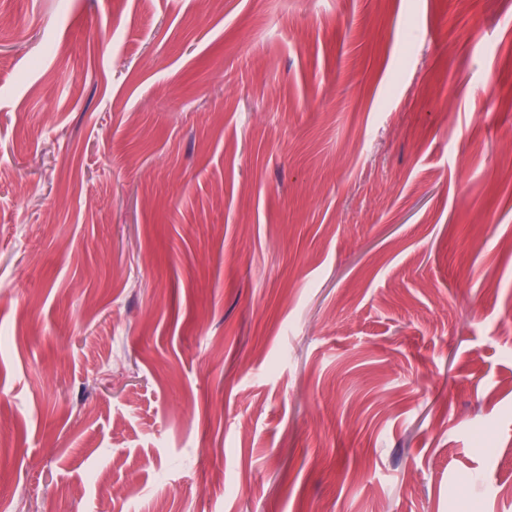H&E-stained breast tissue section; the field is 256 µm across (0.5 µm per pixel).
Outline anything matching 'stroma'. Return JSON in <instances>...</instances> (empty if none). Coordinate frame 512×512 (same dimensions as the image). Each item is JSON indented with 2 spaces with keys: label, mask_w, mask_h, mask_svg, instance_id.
Wrapping results in <instances>:
<instances>
[{
  "label": "stroma",
  "mask_w": 512,
  "mask_h": 512,
  "mask_svg": "<svg viewBox=\"0 0 512 512\" xmlns=\"http://www.w3.org/2000/svg\"><path fill=\"white\" fill-rule=\"evenodd\" d=\"M512 0H0V512H512Z\"/></svg>",
  "instance_id": "35a3bbf8"
}]
</instances>
